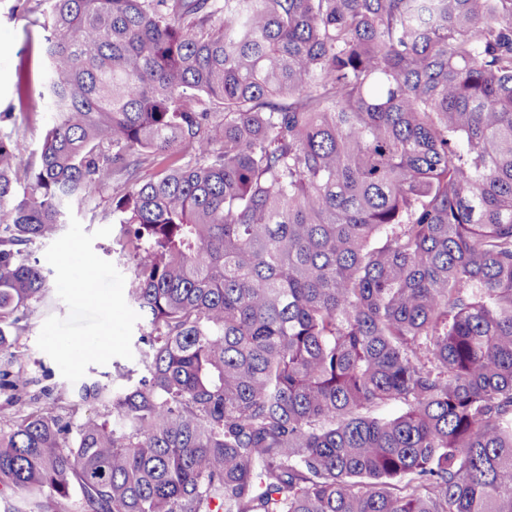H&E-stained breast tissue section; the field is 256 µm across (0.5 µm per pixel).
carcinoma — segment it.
Masks as SVG:
<instances>
[{"label": "carcinoma", "mask_w": 512, "mask_h": 512, "mask_svg": "<svg viewBox=\"0 0 512 512\" xmlns=\"http://www.w3.org/2000/svg\"><path fill=\"white\" fill-rule=\"evenodd\" d=\"M44 2L0 113V352L52 301L29 246L109 190L150 331L138 382L80 389L112 420L0 429V494L512 512V0ZM30 112L32 114L27 141L30 149L35 150L40 144L43 131L49 119V112H47L45 104L37 97H34L31 102Z\"/></svg>", "instance_id": "obj_1"}]
</instances>
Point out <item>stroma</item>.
<instances>
[{
    "label": "stroma",
    "mask_w": 512,
    "mask_h": 512,
    "mask_svg": "<svg viewBox=\"0 0 512 512\" xmlns=\"http://www.w3.org/2000/svg\"><path fill=\"white\" fill-rule=\"evenodd\" d=\"M15 0H0V112L9 111L14 95L15 67L26 41L24 17L11 11ZM121 227L112 220V195L104 193L94 210L71 208L56 236L30 245L50 281L60 280L58 258L66 245L75 244L92 255L101 274L107 299L76 300L72 289L59 287L52 307L34 304L20 336L26 349L28 386L17 392L0 391V428L9 429L20 416L35 410L47 392L65 391L62 415L70 425L87 418L104 417L105 409L92 401H80L81 385L99 383L117 388L138 381L143 374L144 345L148 331L145 317L127 294L132 262L115 250ZM111 333L112 354L89 360L76 369L65 368L48 343L49 336L96 338Z\"/></svg>",
    "instance_id": "obj_1"
}]
</instances>
